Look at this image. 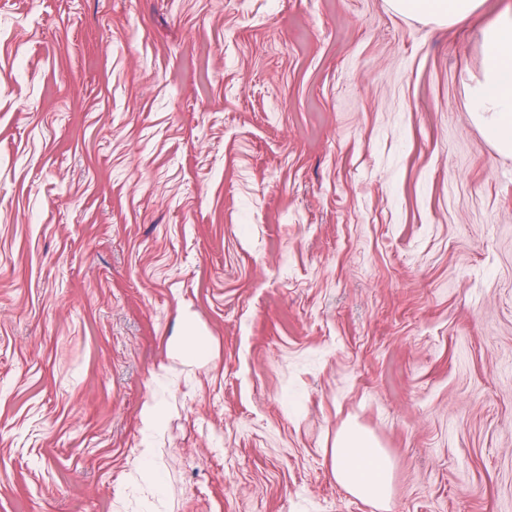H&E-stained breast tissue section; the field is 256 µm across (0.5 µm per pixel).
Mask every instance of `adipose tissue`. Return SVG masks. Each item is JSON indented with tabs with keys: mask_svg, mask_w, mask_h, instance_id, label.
Wrapping results in <instances>:
<instances>
[{
	"mask_svg": "<svg viewBox=\"0 0 512 512\" xmlns=\"http://www.w3.org/2000/svg\"><path fill=\"white\" fill-rule=\"evenodd\" d=\"M403 15L440 25L467 18L480 0H388ZM485 67L471 89L472 122L500 153L512 156V15L502 14L481 36ZM336 482L356 498L383 504L389 501L392 462L375 439L357 427L336 436L331 451Z\"/></svg>",
	"mask_w": 512,
	"mask_h": 512,
	"instance_id": "1",
	"label": "adipose tissue"
}]
</instances>
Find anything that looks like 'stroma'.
Wrapping results in <instances>:
<instances>
[{"instance_id": "1", "label": "stroma", "mask_w": 512, "mask_h": 512, "mask_svg": "<svg viewBox=\"0 0 512 512\" xmlns=\"http://www.w3.org/2000/svg\"><path fill=\"white\" fill-rule=\"evenodd\" d=\"M506 12L0 0V512H512V156L468 112ZM210 355V343L204 336H172L168 341V356L172 361L200 363ZM164 409L159 403L147 404L141 412L142 432L145 436L157 433L163 423ZM331 471L339 485L362 501L383 504L390 499L392 462L375 439L358 427L337 434Z\"/></svg>"}]
</instances>
